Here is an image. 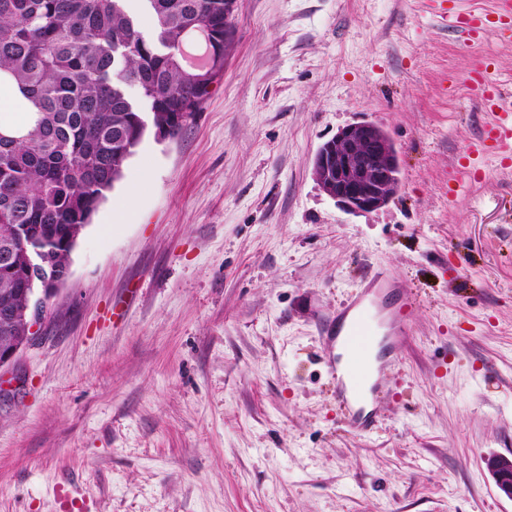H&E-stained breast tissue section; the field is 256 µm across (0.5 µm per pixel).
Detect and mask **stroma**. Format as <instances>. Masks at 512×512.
Listing matches in <instances>:
<instances>
[{
	"label": "stroma",
	"mask_w": 512,
	"mask_h": 512,
	"mask_svg": "<svg viewBox=\"0 0 512 512\" xmlns=\"http://www.w3.org/2000/svg\"><path fill=\"white\" fill-rule=\"evenodd\" d=\"M470 10L512 0H237L223 77L135 148L0 372V512H512L485 465L512 452V163L469 154L466 88L490 55L512 95V41L448 25ZM358 122L401 172L351 214L312 169ZM379 266L413 335L357 435L322 337Z\"/></svg>",
	"instance_id": "obj_1"
}]
</instances>
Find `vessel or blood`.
<instances>
[{
  "mask_svg": "<svg viewBox=\"0 0 512 512\" xmlns=\"http://www.w3.org/2000/svg\"><path fill=\"white\" fill-rule=\"evenodd\" d=\"M493 57H483L470 89L490 120L484 138L491 149H512V99L506 98L492 74ZM397 282L390 270H372L362 288L344 302L336 322L324 336L326 364L334 383L336 405L348 428L358 434L371 433L388 402L385 387L394 361L379 355L381 346L401 349L408 341L407 319L386 303Z\"/></svg>",
  "mask_w": 512,
  "mask_h": 512,
  "instance_id": "vessel-or-blood-1",
  "label": "vessel or blood"
}]
</instances>
